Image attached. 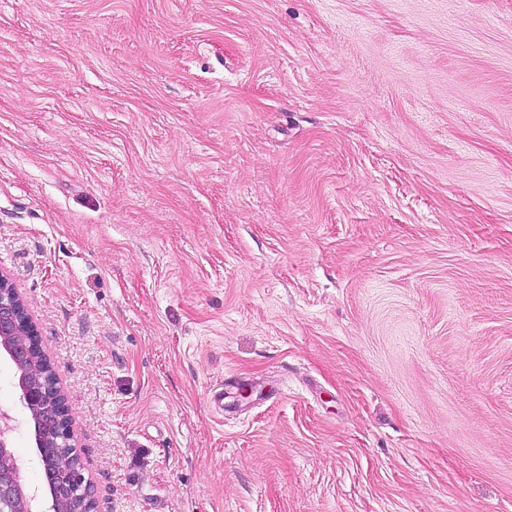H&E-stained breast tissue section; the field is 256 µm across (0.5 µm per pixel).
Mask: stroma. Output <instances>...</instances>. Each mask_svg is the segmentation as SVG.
Segmentation results:
<instances>
[{
    "label": "stroma",
    "mask_w": 512,
    "mask_h": 512,
    "mask_svg": "<svg viewBox=\"0 0 512 512\" xmlns=\"http://www.w3.org/2000/svg\"><path fill=\"white\" fill-rule=\"evenodd\" d=\"M0 270L96 512H512V0H0Z\"/></svg>",
    "instance_id": "stroma-1"
}]
</instances>
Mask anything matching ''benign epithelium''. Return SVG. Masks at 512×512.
<instances>
[{
	"label": "benign epithelium",
	"mask_w": 512,
	"mask_h": 512,
	"mask_svg": "<svg viewBox=\"0 0 512 512\" xmlns=\"http://www.w3.org/2000/svg\"><path fill=\"white\" fill-rule=\"evenodd\" d=\"M0 349L18 375L21 400L32 423L44 420L56 427L58 482L49 488V501L42 505L20 477L13 450L15 418L0 407V512H95L88 479L75 452L70 408L58 385L37 326L9 276L0 271Z\"/></svg>",
	"instance_id": "obj_1"
}]
</instances>
